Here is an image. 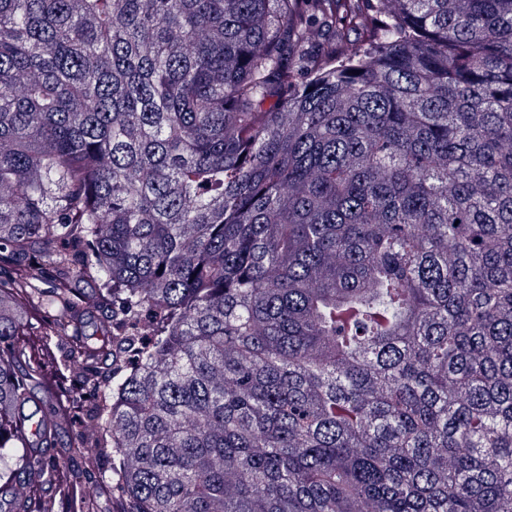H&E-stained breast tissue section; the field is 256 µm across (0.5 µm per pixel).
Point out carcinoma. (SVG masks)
Returning a JSON list of instances; mask_svg holds the SVG:
<instances>
[{
    "label": "carcinoma",
    "instance_id": "carcinoma-1",
    "mask_svg": "<svg viewBox=\"0 0 512 512\" xmlns=\"http://www.w3.org/2000/svg\"><path fill=\"white\" fill-rule=\"evenodd\" d=\"M94 474L512 512V0H0V512Z\"/></svg>",
    "mask_w": 512,
    "mask_h": 512
}]
</instances>
